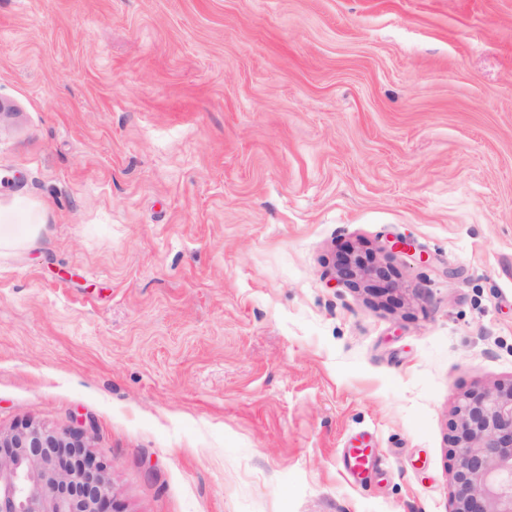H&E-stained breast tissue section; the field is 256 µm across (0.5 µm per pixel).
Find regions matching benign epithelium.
<instances>
[{"mask_svg":"<svg viewBox=\"0 0 512 512\" xmlns=\"http://www.w3.org/2000/svg\"><path fill=\"white\" fill-rule=\"evenodd\" d=\"M339 278L355 285L350 259ZM455 448L450 512H512V383L460 399L450 423ZM108 465L80 432L32 423L0 431V512H109Z\"/></svg>","mask_w":512,"mask_h":512,"instance_id":"benign-epithelium-1","label":"benign epithelium"}]
</instances>
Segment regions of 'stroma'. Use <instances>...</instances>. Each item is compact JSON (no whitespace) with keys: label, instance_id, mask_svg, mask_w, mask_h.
<instances>
[{"label":"stroma","instance_id":"obj_1","mask_svg":"<svg viewBox=\"0 0 512 512\" xmlns=\"http://www.w3.org/2000/svg\"><path fill=\"white\" fill-rule=\"evenodd\" d=\"M19 203L0 430L83 431L121 512H450L512 383V0H0ZM345 456L348 468L353 476H362L376 463L375 457L371 455L368 448H346Z\"/></svg>","mask_w":512,"mask_h":512}]
</instances>
